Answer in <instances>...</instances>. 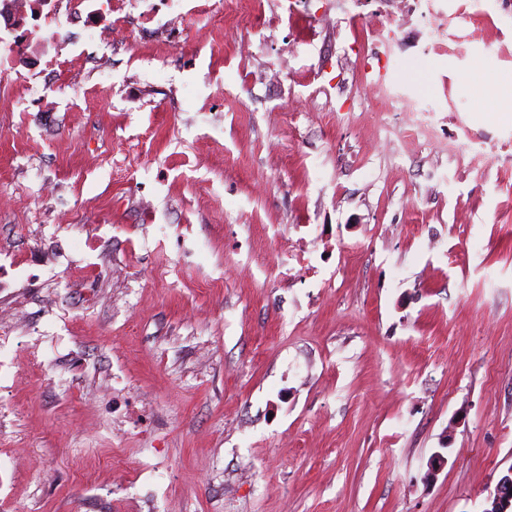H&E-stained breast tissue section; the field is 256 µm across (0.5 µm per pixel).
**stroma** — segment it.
<instances>
[{
  "mask_svg": "<svg viewBox=\"0 0 512 512\" xmlns=\"http://www.w3.org/2000/svg\"><path fill=\"white\" fill-rule=\"evenodd\" d=\"M112 2L109 70L0 79V512H483L512 0H256L170 36ZM401 112L406 114L413 131L426 139H429L438 130L437 124L428 118L431 117V112H418L414 107H406Z\"/></svg>",
  "mask_w": 512,
  "mask_h": 512,
  "instance_id": "obj_1",
  "label": "stroma"
}]
</instances>
